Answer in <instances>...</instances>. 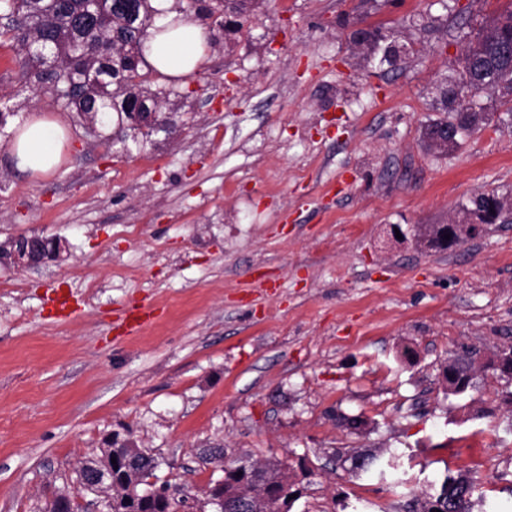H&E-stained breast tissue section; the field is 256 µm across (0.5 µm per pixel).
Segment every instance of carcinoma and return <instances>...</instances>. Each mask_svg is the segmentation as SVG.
I'll return each instance as SVG.
<instances>
[{"instance_id": "obj_1", "label": "carcinoma", "mask_w": 512, "mask_h": 512, "mask_svg": "<svg viewBox=\"0 0 512 512\" xmlns=\"http://www.w3.org/2000/svg\"><path fill=\"white\" fill-rule=\"evenodd\" d=\"M136 13L129 18L125 0H0V15L19 19L16 25H0V39L14 41L20 46L21 79L39 96L49 86L57 89L52 103L61 112H70L78 118L88 112H103L108 121L98 126V136L105 137L108 129L117 132L113 138L121 143L138 142L131 126V113L142 106L152 105L157 112H166L170 98L185 96L182 88L162 81L163 75L151 67L143 57V45L149 30L155 27L158 12L151 0H131ZM270 0H175V9L187 16L224 29V16L239 20L237 34L250 14ZM501 40L512 41V11L498 15L483 26L468 43L457 76L436 85V109L446 118L434 120L424 127L422 139L429 148H441L445 129L454 127L459 133L471 132L489 123L491 117L485 108L477 105L481 93L492 89L500 91L512 87V65H494L495 46ZM353 43L367 65L397 67L400 59H388L389 43L379 28H361L353 31ZM38 45L49 48L48 58L31 54ZM458 86L461 96L476 109L463 112L448 104V85ZM496 211L498 223H512V209L508 200L495 191L474 194L463 206L465 216ZM449 366L443 367L442 383L445 389L463 393L474 387L477 367L475 352H452ZM128 443L107 442L97 465L109 463L113 457H122ZM336 459L350 463L348 471L358 476L368 471L376 461L369 450L351 454L336 451ZM234 465L224 471V482L218 492L226 498L237 497L240 491L250 494L251 512H280L279 505L296 493L295 481L288 467L280 463L254 464L261 467L259 480L252 481L248 472ZM158 459L139 455L125 467L112 470V509L115 512H166L167 499L181 494L179 486L168 481L164 494L143 497L142 485L155 474ZM474 487L466 476L447 475L438 495L426 493L404 505V512H468L466 504Z\"/></svg>"}]
</instances>
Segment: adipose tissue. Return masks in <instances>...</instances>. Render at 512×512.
I'll return each instance as SVG.
<instances>
[{
	"label": "adipose tissue",
	"mask_w": 512,
	"mask_h": 512,
	"mask_svg": "<svg viewBox=\"0 0 512 512\" xmlns=\"http://www.w3.org/2000/svg\"><path fill=\"white\" fill-rule=\"evenodd\" d=\"M160 15L157 32L144 44L146 61L166 76L190 78L204 63L207 38L197 22L173 9V0H153ZM62 129L54 122L37 119L26 125L16 143L15 156L20 169L47 173L59 163Z\"/></svg>",
	"instance_id": "obj_1"
}]
</instances>
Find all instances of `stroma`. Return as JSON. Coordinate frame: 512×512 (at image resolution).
<instances>
[{"label":"stroma","mask_w":512,"mask_h":512,"mask_svg":"<svg viewBox=\"0 0 512 512\" xmlns=\"http://www.w3.org/2000/svg\"><path fill=\"white\" fill-rule=\"evenodd\" d=\"M512 0H271L183 85L175 132L122 146L34 96L0 44V245L62 240L39 269L0 255V512H45L111 435L155 454L202 497L223 448L289 466L291 512H400L447 474L472 512H512V382L478 371L462 396L441 367L512 344V224L449 251L417 240L485 190L512 196V110L455 148H426L434 87ZM414 55L358 66L354 30ZM33 118L59 122L56 171L19 172ZM407 238L388 240L390 225ZM63 291L71 310L52 303ZM133 307L148 324L125 334ZM377 424L364 436L348 419ZM376 448L349 478L331 455Z\"/></svg>","instance_id":"35a3bbf8"}]
</instances>
